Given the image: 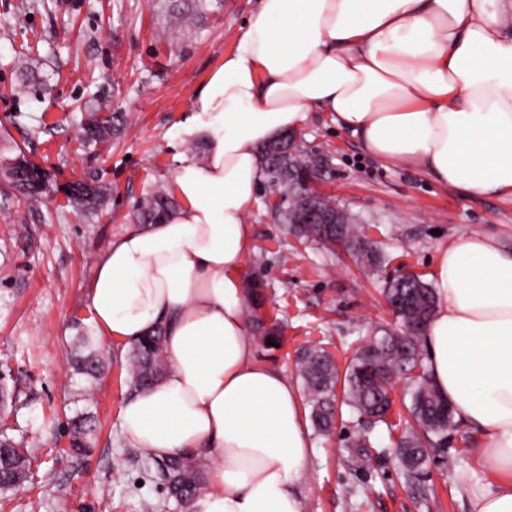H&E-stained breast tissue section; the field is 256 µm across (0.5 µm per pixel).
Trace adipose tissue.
Listing matches in <instances>:
<instances>
[{
    "instance_id": "obj_1",
    "label": "adipose tissue",
    "mask_w": 512,
    "mask_h": 512,
    "mask_svg": "<svg viewBox=\"0 0 512 512\" xmlns=\"http://www.w3.org/2000/svg\"><path fill=\"white\" fill-rule=\"evenodd\" d=\"M190 111L178 134L206 155H176L179 206L113 241L88 286L105 338L164 331L167 370L124 400L120 428L154 458L207 460L192 512H303L310 432L247 317L258 148L328 112L378 159L512 197V0H259ZM433 277L428 369L489 477L472 512H512V251L463 233Z\"/></svg>"
}]
</instances>
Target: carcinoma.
Listing matches in <instances>:
<instances>
[{"mask_svg":"<svg viewBox=\"0 0 512 512\" xmlns=\"http://www.w3.org/2000/svg\"><path fill=\"white\" fill-rule=\"evenodd\" d=\"M82 137L89 145H97L112 135V130L121 119H101L100 113L110 111V101L105 97L95 98L84 104ZM262 163L271 182L282 197L277 217L287 234L301 242L319 244L330 248L334 245L336 231H341L348 246L357 250L356 261L369 271L378 273L387 265L386 257L375 242L368 240L358 225L355 215L347 212L339 217L338 227L325 224H294L292 220L301 209V192L298 181L288 175V163L320 166L316 154L300 150L292 158L286 150L259 149ZM105 196V188L92 185L80 202L87 211H94ZM173 202L164 188L146 195L137 205V221L155 224L172 210ZM386 300L411 298V307L404 311L401 322L430 319L435 308L433 288L417 275L411 278L388 276L383 289ZM88 353L81 357L79 370L93 378L99 371L101 360L92 348L88 336L81 337ZM128 383L130 390L147 388L161 377L166 368L164 355V333L157 329L144 341L132 346L128 356ZM296 367L303 383L306 404L310 407V420L318 434L330 431L335 424L338 403L347 405L359 417L369 416L370 423H385L392 411L391 392L397 380H405L410 403L407 406L409 419L392 448L376 454L368 450L369 440L357 436L349 445L358 467L364 469L372 461L386 454L395 455V464L406 482L419 494L429 490L427 461L430 455L442 451L448 444V430L455 427L453 412L448 410V400L437 390L428 368L423 364L420 352V336L409 329L399 333L384 332L373 339L367 347L359 348L346 365L339 370L336 361L321 344L302 349L296 357ZM91 426L82 420L73 424L70 433L69 454L73 457L85 455L89 449ZM0 444L6 446L15 466L30 469L34 452L19 447L4 431H0ZM155 478L165 488L184 512H190L192 501L201 489V474L204 463L198 457L152 459Z\"/></svg>","mask_w":512,"mask_h":512,"instance_id":"obj_1","label":"carcinoma"}]
</instances>
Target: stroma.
<instances>
[{"label": "stroma", "instance_id": "35a3bbf8", "mask_svg": "<svg viewBox=\"0 0 512 512\" xmlns=\"http://www.w3.org/2000/svg\"><path fill=\"white\" fill-rule=\"evenodd\" d=\"M257 0H0V158L23 157L48 173L32 201L0 182V430L36 447L29 481L0 491V512H177L149 480V454L119 427L130 393L126 345L104 340L89 308L94 258L135 222L141 197L171 186L182 146L177 125L195 93L223 61ZM196 13L186 29L169 30L175 13ZM33 57L24 76L14 68ZM103 95L125 123L108 143L86 146L79 105ZM305 147L327 161L312 190L357 214L386 255L388 270L411 269L430 281L438 246L462 232L496 236L512 248V198L474 197L443 186L425 171L370 155L331 114L311 112L297 128ZM95 180L109 194L93 212L70 191ZM263 182L246 216L254 248L245 276L260 280L265 319L284 345L257 346L258 362L297 381L294 352L319 341L338 364L382 330L400 323L387 309L381 278L340 250L299 243L284 234ZM92 336L104 358L96 378L75 361L79 338ZM95 426L90 450L68 455L74 421ZM363 428L344 414L328 436H313L305 512H471L487 483L472 466L476 431L458 424L448 435L446 466L428 464L432 492L419 497L393 461L361 471L348 446Z\"/></svg>", "mask_w": 512, "mask_h": 512}]
</instances>
